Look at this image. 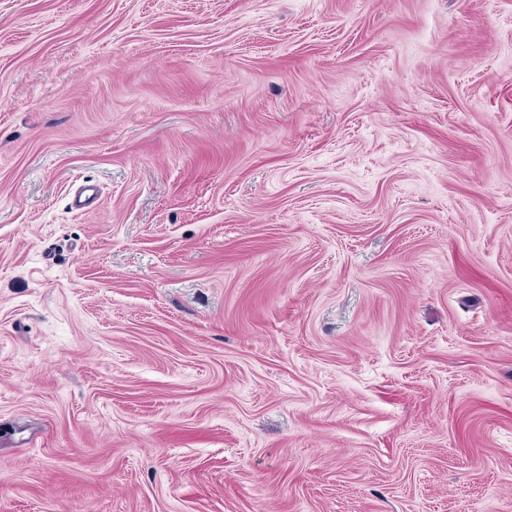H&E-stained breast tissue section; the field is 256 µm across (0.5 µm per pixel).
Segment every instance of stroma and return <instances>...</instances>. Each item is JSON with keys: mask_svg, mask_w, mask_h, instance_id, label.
Wrapping results in <instances>:
<instances>
[{"mask_svg": "<svg viewBox=\"0 0 512 512\" xmlns=\"http://www.w3.org/2000/svg\"><path fill=\"white\" fill-rule=\"evenodd\" d=\"M0 512H512V0H0Z\"/></svg>", "mask_w": 512, "mask_h": 512, "instance_id": "1", "label": "stroma"}]
</instances>
